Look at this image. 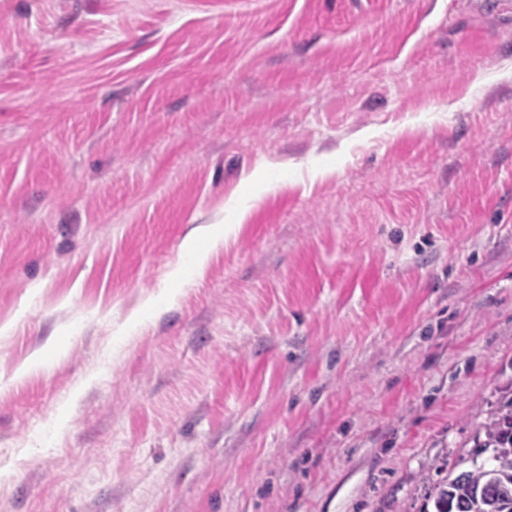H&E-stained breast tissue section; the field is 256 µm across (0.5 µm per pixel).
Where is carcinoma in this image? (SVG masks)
Here are the masks:
<instances>
[{
  "label": "carcinoma",
  "mask_w": 512,
  "mask_h": 512,
  "mask_svg": "<svg viewBox=\"0 0 512 512\" xmlns=\"http://www.w3.org/2000/svg\"><path fill=\"white\" fill-rule=\"evenodd\" d=\"M485 439L476 454L491 451L488 462L472 461L468 470L431 486L434 510L424 512H512V412L483 426Z\"/></svg>",
  "instance_id": "cac0c4a2"
}]
</instances>
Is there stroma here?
Masks as SVG:
<instances>
[{"label":"stroma","mask_w":512,"mask_h":512,"mask_svg":"<svg viewBox=\"0 0 512 512\" xmlns=\"http://www.w3.org/2000/svg\"><path fill=\"white\" fill-rule=\"evenodd\" d=\"M509 412L512 0H0V512H421ZM223 234L209 230L208 225L201 224L193 229L189 235L190 239H203V243L197 249L196 266L198 272H201L206 266L210 255L223 245Z\"/></svg>","instance_id":"1"}]
</instances>
